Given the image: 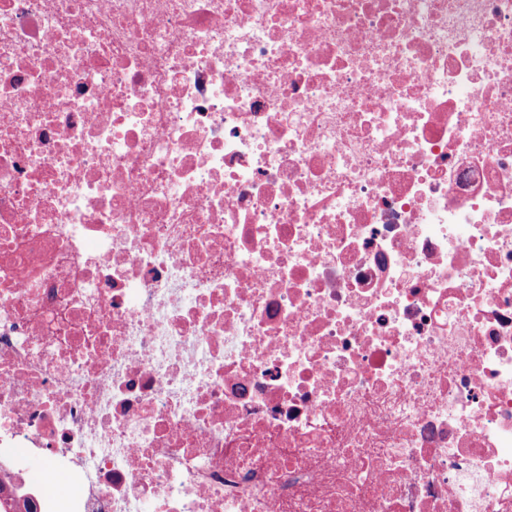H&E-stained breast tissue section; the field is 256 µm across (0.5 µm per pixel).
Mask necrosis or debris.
<instances>
[{
  "instance_id": "necrosis-or-debris-1",
  "label": "necrosis or debris",
  "mask_w": 512,
  "mask_h": 512,
  "mask_svg": "<svg viewBox=\"0 0 512 512\" xmlns=\"http://www.w3.org/2000/svg\"><path fill=\"white\" fill-rule=\"evenodd\" d=\"M0 512H512V0H0Z\"/></svg>"
}]
</instances>
